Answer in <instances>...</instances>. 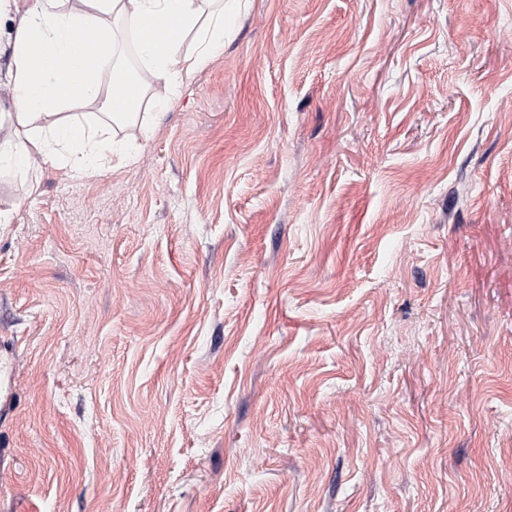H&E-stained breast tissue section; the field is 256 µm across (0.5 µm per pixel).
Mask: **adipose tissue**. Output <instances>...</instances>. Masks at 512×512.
I'll return each mask as SVG.
<instances>
[{
    "label": "adipose tissue",
    "instance_id": "1",
    "mask_svg": "<svg viewBox=\"0 0 512 512\" xmlns=\"http://www.w3.org/2000/svg\"><path fill=\"white\" fill-rule=\"evenodd\" d=\"M24 0L8 33L11 57L0 70L9 93L11 126L0 138V168L29 173L35 162L64 163L77 176H93L132 163L119 127L137 124L139 107L166 113L187 78L224 47L227 0ZM163 39L144 36V29ZM138 33V58L150 78L137 96L122 94L124 66L118 36ZM100 42L87 57L80 37ZM95 102L97 113L58 116L67 104Z\"/></svg>",
    "mask_w": 512,
    "mask_h": 512
}]
</instances>
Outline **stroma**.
<instances>
[{
  "mask_svg": "<svg viewBox=\"0 0 512 512\" xmlns=\"http://www.w3.org/2000/svg\"><path fill=\"white\" fill-rule=\"evenodd\" d=\"M123 135L0 174V512H512V0H244Z\"/></svg>",
  "mask_w": 512,
  "mask_h": 512,
  "instance_id": "35a3bbf8",
  "label": "stroma"
}]
</instances>
